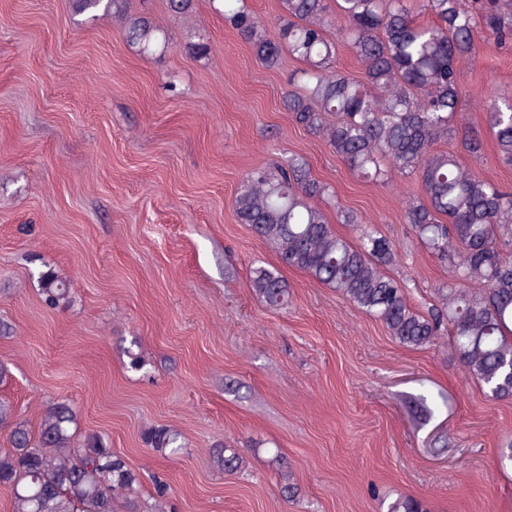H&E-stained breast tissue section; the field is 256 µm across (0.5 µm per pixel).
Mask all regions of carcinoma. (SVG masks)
<instances>
[{
  "label": "carcinoma",
  "mask_w": 512,
  "mask_h": 512,
  "mask_svg": "<svg viewBox=\"0 0 512 512\" xmlns=\"http://www.w3.org/2000/svg\"><path fill=\"white\" fill-rule=\"evenodd\" d=\"M92 17H125V38L144 57L165 47L167 34L144 16L126 15L124 0H73ZM224 20L257 62L276 68L284 56L301 64L299 88L283 97L293 121L324 139L350 171L387 184L414 176L422 193L405 220L422 244L448 262V284L424 313L405 286L388 273L400 262L397 248L377 228L360 230L359 242L339 235L321 203L330 186L314 178L304 157L252 170L233 200L247 224L279 263L336 290L377 319L406 347H430L448 337L465 373L490 397H512V189L480 177L461 158H479L483 139L460 112L461 85L476 54L475 31L498 45L512 43V0H279L277 33L244 5L219 0ZM431 16L419 23L415 14ZM340 19L331 31L333 18ZM348 47L362 65L351 74L337 64ZM498 160L512 165V93L484 108ZM457 141L458 148L437 144ZM250 287L265 305H288L280 269L257 266ZM41 294L54 307L70 303L68 282L52 271L40 276ZM0 428L10 448L0 451V485L10 488L11 512H115L129 499L138 476L97 433L76 432L75 412L57 401L43 412L37 431L0 400ZM144 443L176 456L178 433L153 428ZM218 468L242 469L237 449H216Z\"/></svg>",
  "instance_id": "carcinoma-1"
}]
</instances>
